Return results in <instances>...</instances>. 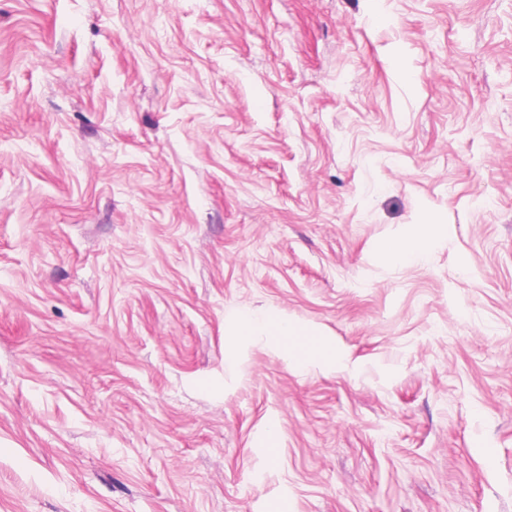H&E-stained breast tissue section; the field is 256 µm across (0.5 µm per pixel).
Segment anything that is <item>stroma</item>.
Listing matches in <instances>:
<instances>
[{
  "label": "stroma",
  "mask_w": 512,
  "mask_h": 512,
  "mask_svg": "<svg viewBox=\"0 0 512 512\" xmlns=\"http://www.w3.org/2000/svg\"><path fill=\"white\" fill-rule=\"evenodd\" d=\"M283 499L512 512V0H0V512ZM433 222L413 226L410 234L398 240L388 241L383 248V258L392 263H422L435 246ZM313 335L310 328L299 326L284 317L241 312L236 318L235 330L229 336H262L274 346L288 340L290 345L310 350L315 349L311 338Z\"/></svg>",
  "instance_id": "35a3bbf8"
}]
</instances>
